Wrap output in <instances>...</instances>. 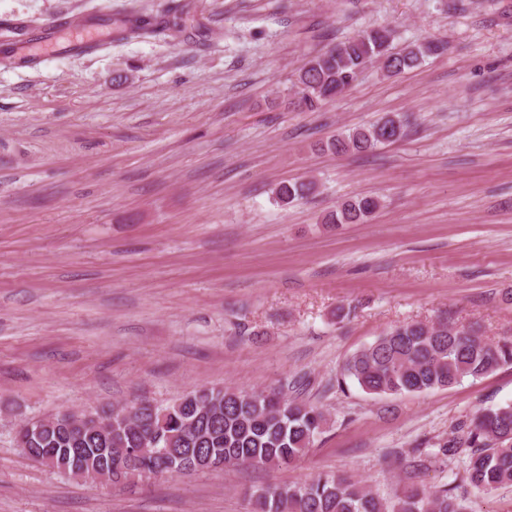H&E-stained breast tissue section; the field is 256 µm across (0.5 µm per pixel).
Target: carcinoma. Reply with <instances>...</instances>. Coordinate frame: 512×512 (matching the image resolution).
<instances>
[{
    "instance_id": "1",
    "label": "carcinoma",
    "mask_w": 512,
    "mask_h": 512,
    "mask_svg": "<svg viewBox=\"0 0 512 512\" xmlns=\"http://www.w3.org/2000/svg\"><path fill=\"white\" fill-rule=\"evenodd\" d=\"M438 42L393 45L391 30L373 28L307 57L298 69L295 99L316 111L342 95L370 65L388 76L412 70L442 52ZM404 124L382 118L348 129L324 147L336 154L366 153L400 139ZM316 182L282 183L274 189L286 206L312 195ZM380 201L362 197L342 203L324 216V224L366 221ZM512 364V342L492 340L471 325L439 319L397 325L355 352L342 376L369 395L422 393L484 377ZM140 422H123L113 408L103 407L87 421L58 413L53 421L33 425L21 447L32 461L45 464L54 452L62 473L95 482L99 465L112 463V483L173 475L171 454L188 461L220 460L224 467H287L302 459L324 432L327 419L316 405L286 397L280 389L248 392L205 387L184 393L166 406L144 402ZM466 456L467 489L413 487L395 499L374 494L339 475H326L298 485L271 484L245 493L252 512H470L469 497L512 487V404L486 409L466 426L461 442H446L435 456Z\"/></svg>"
}]
</instances>
